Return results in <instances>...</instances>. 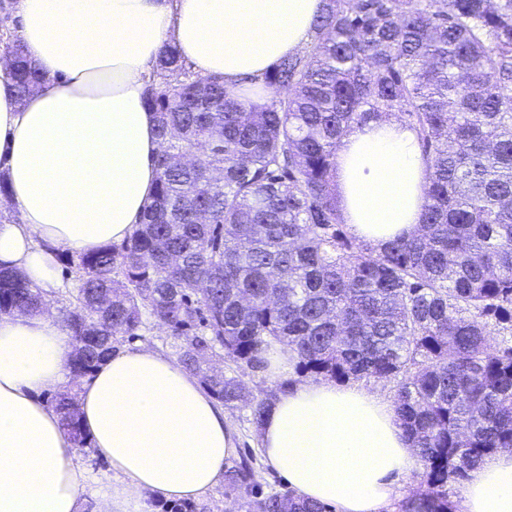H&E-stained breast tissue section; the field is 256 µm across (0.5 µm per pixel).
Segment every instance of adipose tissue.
Returning a JSON list of instances; mask_svg holds the SVG:
<instances>
[{
  "instance_id": "obj_1",
  "label": "adipose tissue",
  "mask_w": 512,
  "mask_h": 512,
  "mask_svg": "<svg viewBox=\"0 0 512 512\" xmlns=\"http://www.w3.org/2000/svg\"><path fill=\"white\" fill-rule=\"evenodd\" d=\"M321 0H18L19 36L47 80L29 96L0 79V174L15 221H0V269L44 298L59 260L126 240L157 170L145 75L174 47L232 88L308 41ZM416 133L368 122L343 138L336 192L349 231L374 247L415 232L425 204ZM72 339L46 312L0 316V512H149L197 500L235 453L224 409L175 360L112 353L78 387L81 429L113 473L95 498L59 414L43 399L69 380ZM289 490L340 512H385L417 455L395 408L367 389L309 379L284 389L260 427ZM460 512H512V453L468 473Z\"/></svg>"
}]
</instances>
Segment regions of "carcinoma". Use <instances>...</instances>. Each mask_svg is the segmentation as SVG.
<instances>
[{
	"label": "carcinoma",
	"instance_id": "obj_1",
	"mask_svg": "<svg viewBox=\"0 0 512 512\" xmlns=\"http://www.w3.org/2000/svg\"><path fill=\"white\" fill-rule=\"evenodd\" d=\"M309 53L262 83L224 79L160 54L144 104L159 151L151 201L132 235L67 264L78 282L63 322L72 379L158 327L181 340L183 367L261 426L215 357L254 371L274 344L314 379H386L427 489L401 512H453L448 482L512 451V0H323ZM20 96L44 82L7 44ZM413 129L426 161L419 228L376 249L343 230L336 196L342 138L370 120ZM42 297L0 271V315ZM501 341L491 343L490 325ZM86 444L78 405L55 397ZM249 490L244 461L224 472ZM252 512H332L269 493Z\"/></svg>",
	"mask_w": 512,
	"mask_h": 512
}]
</instances>
